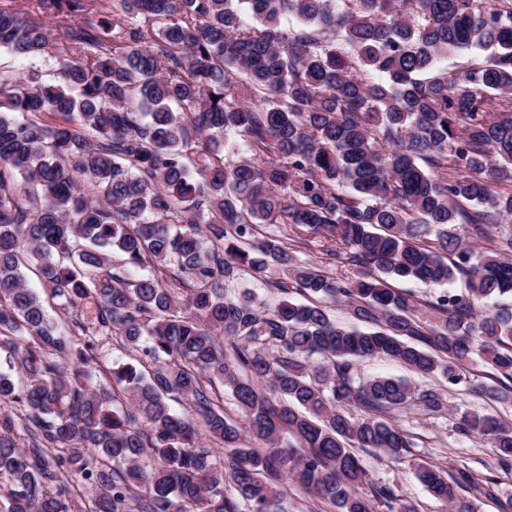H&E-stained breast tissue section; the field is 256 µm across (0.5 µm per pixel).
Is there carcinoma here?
Wrapping results in <instances>:
<instances>
[{"instance_id": "cac0c4a2", "label": "carcinoma", "mask_w": 512, "mask_h": 512, "mask_svg": "<svg viewBox=\"0 0 512 512\" xmlns=\"http://www.w3.org/2000/svg\"><path fill=\"white\" fill-rule=\"evenodd\" d=\"M38 3L71 24L62 83L0 81V344L27 380L0 372V404L30 432L22 447L0 417V512H74L78 482L89 512H288V479L333 512H415L355 449L403 458L391 417L444 416L442 389L351 366L386 358L512 403V311L479 309L512 298V232L491 236L512 218V0ZM0 47L53 42L0 4ZM450 55L466 62L439 69ZM314 237L333 241L319 264L301 259ZM246 273L269 298L230 288ZM391 279L448 290L420 303ZM113 339L132 361L94 386ZM459 431L512 469L511 425L465 411ZM416 477L458 512L460 492L496 493L464 463Z\"/></svg>"}]
</instances>
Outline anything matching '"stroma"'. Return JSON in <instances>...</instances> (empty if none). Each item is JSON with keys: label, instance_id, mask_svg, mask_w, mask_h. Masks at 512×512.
<instances>
[{"label": "stroma", "instance_id": "35a3bbf8", "mask_svg": "<svg viewBox=\"0 0 512 512\" xmlns=\"http://www.w3.org/2000/svg\"><path fill=\"white\" fill-rule=\"evenodd\" d=\"M19 78L38 74L43 82L60 83L59 61L49 52L37 58H25L0 50V71ZM449 411L447 416L429 419L412 411L397 417V424L412 433L415 446L401 460L385 455L365 456L369 477L377 483L398 487L415 504L418 512H449L445 503L431 497L415 478L419 465L432 464L452 470L455 464L466 463L475 476L497 485V496L473 501L475 512H507L512 506V471L502 470L493 448L480 437H465L456 429L461 412L472 411L492 414L512 423V406H502L471 397L461 388L446 393Z\"/></svg>", "mask_w": 512, "mask_h": 512}]
</instances>
